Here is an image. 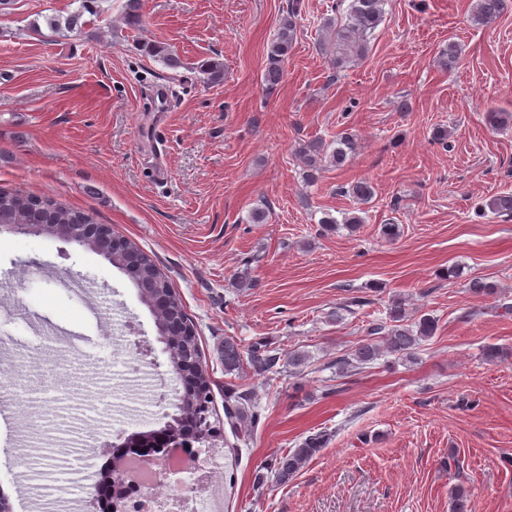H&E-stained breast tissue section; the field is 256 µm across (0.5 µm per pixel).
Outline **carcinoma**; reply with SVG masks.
Wrapping results in <instances>:
<instances>
[{
	"mask_svg": "<svg viewBox=\"0 0 512 512\" xmlns=\"http://www.w3.org/2000/svg\"><path fill=\"white\" fill-rule=\"evenodd\" d=\"M78 7L67 16H51L47 25L51 33L59 38L82 32L86 21L84 14L99 17L105 13L104 8L97 7L98 0H74ZM386 0H350L346 7L344 19L338 21L326 18L323 27L331 29L333 49L329 51V61L332 68L340 70L354 59L368 55L370 51V36L385 19ZM512 8V0H477L476 19L482 24H491ZM300 0H288V15L280 24L270 44L268 63L262 74V81L269 89L277 87L284 76L285 62L296 38L297 18L300 16ZM143 51L150 56L162 59L164 64L172 69L181 67V59L168 48L157 44H143ZM337 147L327 152L324 144L315 141L308 144L304 150L305 168L304 179L307 183L316 182L323 157H329L330 163L336 168L344 167L355 155V138L348 132H342L336 138ZM347 193L361 204L370 202L375 195L373 183L359 179L349 186ZM490 211L493 214L512 218V192H502L486 202L480 211ZM341 222L356 230L364 223V218L356 212L343 213L342 220L325 216L322 224ZM94 216L88 212L72 209L51 197L24 195L18 191L0 188V224H94ZM136 257L141 260L137 273L129 274L135 283L137 294H142L138 281L150 284L151 290L168 298V307L161 314V319L169 324L174 320L186 317L184 305L168 279L160 272L149 255L132 247ZM468 290L479 297H493L499 293L496 284L473 278L467 283ZM437 320L430 315H422L414 321L407 318V310L400 301L391 304L385 319L378 321L368 328L371 338L363 341L352 353L336 360V366L341 372L355 371L373 362L379 356L391 355L398 360H411L423 342L429 340L436 332ZM379 339H374V336ZM280 356L262 344L247 348L232 338L224 339V373L239 375L248 370L256 374H279L277 368ZM183 389L189 390L191 402L188 410L179 409L175 414L168 415L169 422L192 433L198 427L212 421L213 395L212 381L206 366H201L200 378L189 380L180 378ZM255 404L251 394L238 391L234 385H228L224 390L225 423L234 430L236 435L246 441L250 438L251 426L256 421ZM328 442V433L319 432L304 439L296 448H291L276 457L270 472L275 482L285 485L292 481L310 462V460ZM450 512H471L467 491L457 485L450 492Z\"/></svg>",
	"mask_w": 512,
	"mask_h": 512,
	"instance_id": "obj_1",
	"label": "carcinoma"
}]
</instances>
